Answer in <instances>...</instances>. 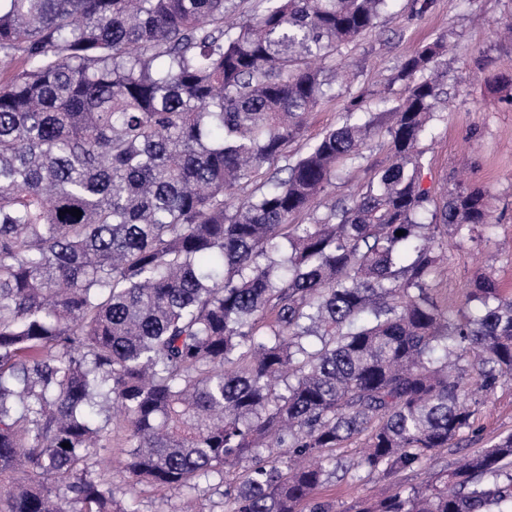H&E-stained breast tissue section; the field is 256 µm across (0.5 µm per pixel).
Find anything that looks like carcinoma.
<instances>
[{"mask_svg":"<svg viewBox=\"0 0 512 512\" xmlns=\"http://www.w3.org/2000/svg\"><path fill=\"white\" fill-rule=\"evenodd\" d=\"M390 2L262 0L228 23L233 0H0V53L21 57L0 78V512H139L96 473L114 405L133 482L216 480L226 512H302L339 473L474 431L512 381V298L486 274L454 314L433 294L441 235L491 230L479 186L424 184L444 38L405 57L390 122L354 95L224 204L332 96L316 62ZM376 137L388 162L317 214ZM356 512H512V433Z\"/></svg>","mask_w":512,"mask_h":512,"instance_id":"cac0c4a2","label":"carcinoma"}]
</instances>
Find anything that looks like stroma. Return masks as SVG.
I'll return each instance as SVG.
<instances>
[{
	"label": "stroma",
	"instance_id": "1",
	"mask_svg": "<svg viewBox=\"0 0 512 512\" xmlns=\"http://www.w3.org/2000/svg\"><path fill=\"white\" fill-rule=\"evenodd\" d=\"M413 9V0H396L392 15L381 17L375 28L337 52V62L353 66L350 83L312 112L304 137L290 142L287 152L289 160H296L306 140L338 126L350 94L367 93L372 112L382 109L373 92H385L394 103L404 98L406 87L396 75L405 57L419 45L446 38L448 52L440 59L446 73L444 94L432 135L422 143L425 183L437 189L462 179L482 187L495 224L491 237L479 244L461 247L452 236L442 239L446 260L435 275V295L455 308L463 303L467 284L486 273L499 280L505 294H512V39L497 32L499 24L512 22V0H432L420 16ZM387 156L386 139L372 141L365 159L327 188L322 204L356 193L372 169L386 164ZM475 428V433L464 436L461 447L445 449L419 467L385 478L365 475L355 482L336 477L316 492L315 499L328 504L330 512H348L356 499L377 500L395 485L420 486L432 473L454 469L462 453L512 433V382L484 400ZM125 460L121 437H113L100 475L134 497L140 512H180L190 498L199 512H224L221 488L204 483L190 495L181 489L136 485L126 477Z\"/></svg>",
	"mask_w": 512,
	"mask_h": 512
}]
</instances>
